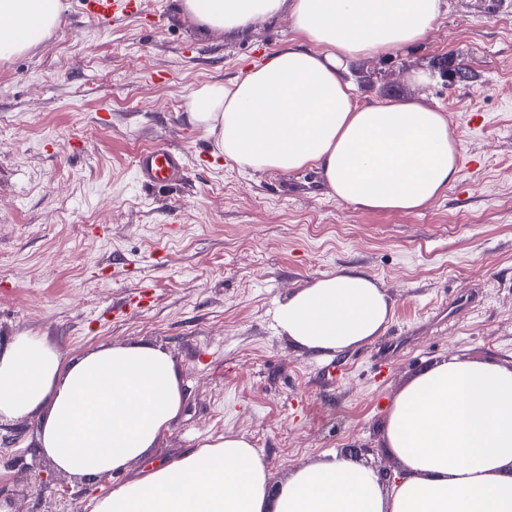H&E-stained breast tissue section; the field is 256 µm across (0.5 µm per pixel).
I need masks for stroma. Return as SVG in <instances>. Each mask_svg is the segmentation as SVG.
Wrapping results in <instances>:
<instances>
[{
	"mask_svg": "<svg viewBox=\"0 0 512 512\" xmlns=\"http://www.w3.org/2000/svg\"><path fill=\"white\" fill-rule=\"evenodd\" d=\"M63 2L50 37L0 60L1 337L44 336L70 357L161 346L185 404L155 459L242 435L275 485L353 444L374 448L373 469L399 470L383 431L407 382L451 354L512 365V0L490 10L446 0L424 41L348 66L358 104L421 98L446 115L460 157L478 163L409 213L339 202L311 172L243 169L188 124L195 90L301 43L289 16L256 20L242 37L201 30L180 0H141L139 16L107 28L79 0ZM446 56L476 82L413 81ZM473 112L483 129H470ZM152 147L183 157L172 185L137 181V157ZM343 267L387 292L391 318L342 353L305 352L280 332L275 309ZM14 430L16 443L0 446L12 512H89L92 497L151 467L93 487L59 473L38 488L51 465L33 450L36 426L0 434Z\"/></svg>",
	"mask_w": 512,
	"mask_h": 512,
	"instance_id": "obj_1",
	"label": "stroma"
}]
</instances>
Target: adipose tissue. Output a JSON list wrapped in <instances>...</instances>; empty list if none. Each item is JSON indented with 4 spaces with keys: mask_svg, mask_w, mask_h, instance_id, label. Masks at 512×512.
Segmentation results:
<instances>
[{
    "mask_svg": "<svg viewBox=\"0 0 512 512\" xmlns=\"http://www.w3.org/2000/svg\"><path fill=\"white\" fill-rule=\"evenodd\" d=\"M444 0H182L206 30L244 36L289 13L307 46L288 45L244 76L207 84L188 121L225 159L254 172L316 171L337 200L417 211L458 177L447 117L414 98L358 105L346 80L356 58L423 41ZM62 0H0V59L45 40ZM384 289L344 269L281 301L275 320L304 351L340 353L379 335ZM170 355L149 343L75 358L38 336L0 338V423L37 426L36 450L81 484L129 471L161 447L184 405ZM397 481L332 454L272 485L268 464L227 434L93 498L90 512H512V365L457 355L434 362L395 396L384 426Z\"/></svg>",
    "mask_w": 512,
    "mask_h": 512,
    "instance_id": "1",
    "label": "adipose tissue"
}]
</instances>
